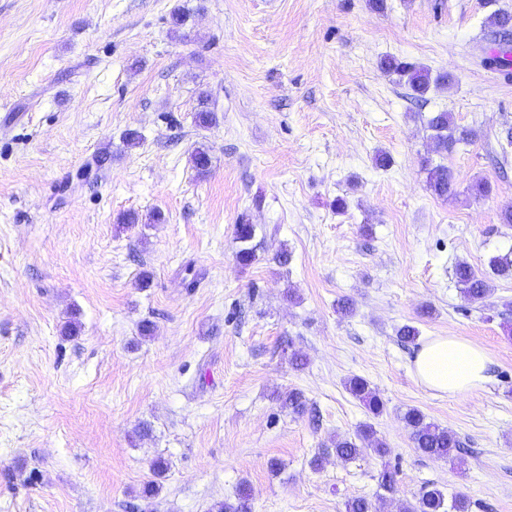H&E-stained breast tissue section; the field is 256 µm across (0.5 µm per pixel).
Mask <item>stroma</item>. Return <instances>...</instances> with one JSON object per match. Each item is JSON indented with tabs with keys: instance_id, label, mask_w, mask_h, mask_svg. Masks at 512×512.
Wrapping results in <instances>:
<instances>
[{
	"instance_id": "1",
	"label": "stroma",
	"mask_w": 512,
	"mask_h": 512,
	"mask_svg": "<svg viewBox=\"0 0 512 512\" xmlns=\"http://www.w3.org/2000/svg\"><path fill=\"white\" fill-rule=\"evenodd\" d=\"M178 5L191 17L176 34ZM498 11L512 0H0V512H209L244 483L252 512H345L357 497L400 512L428 484L512 512V279L488 266L512 252V67L489 62L485 26ZM389 56L453 81L418 95L381 69ZM203 89L218 103L207 129ZM437 112L476 139L435 153ZM427 157L456 195L432 193ZM460 262L490 276L482 302L462 297ZM405 324L486 347L485 389L419 385ZM355 376L379 416L346 390ZM290 389L303 416L278 406ZM410 408L457 435L459 463L414 447ZM365 421L387 458L310 467ZM159 458L162 489L142 499ZM254 237L255 225L242 217L239 223L235 225L234 240L237 244L236 260L243 267L251 265L256 259V249L252 245ZM346 388L368 413L372 415L381 413L383 403L367 380L361 377H353L347 382Z\"/></svg>"
}]
</instances>
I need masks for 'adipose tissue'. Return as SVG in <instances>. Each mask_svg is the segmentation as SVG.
Masks as SVG:
<instances>
[{"mask_svg":"<svg viewBox=\"0 0 512 512\" xmlns=\"http://www.w3.org/2000/svg\"><path fill=\"white\" fill-rule=\"evenodd\" d=\"M492 363L483 346L459 336H433L419 349L413 374L423 387L462 396L483 390Z\"/></svg>","mask_w":512,"mask_h":512,"instance_id":"adipose-tissue-1","label":"adipose tissue"}]
</instances>
